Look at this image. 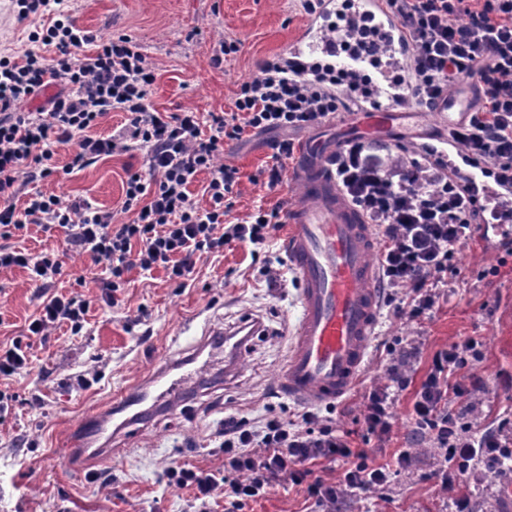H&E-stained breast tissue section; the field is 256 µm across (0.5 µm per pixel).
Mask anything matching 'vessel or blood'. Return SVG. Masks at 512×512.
<instances>
[{
  "label": "vessel or blood",
  "mask_w": 512,
  "mask_h": 512,
  "mask_svg": "<svg viewBox=\"0 0 512 512\" xmlns=\"http://www.w3.org/2000/svg\"><path fill=\"white\" fill-rule=\"evenodd\" d=\"M379 0H355L354 8L373 18L394 58L404 49L398 40L399 23L380 13ZM310 37L298 40L288 53V62L308 71L317 54L334 56L337 64L350 60L341 56L333 36L321 24ZM440 124L421 129V137L443 140L450 127L463 121L472 110L471 97L463 92L447 94L436 106ZM416 108L398 87L382 83L378 98L370 103V122L381 128L398 127ZM334 146L313 140L299 148L289 170L291 183L300 189L296 202L286 205L288 261L300 283V313L290 329L292 341L279 374L280 386L289 398L309 405H332L353 388L364 362L379 307L378 269L374 261L376 240L361 211L350 204L336 184L331 158ZM182 385L157 373L147 383L130 387L113 402L114 411L124 413L122 428L138 425L134 410L144 403L168 407ZM110 416L86 419L75 427L69 442L73 448H92L104 454L101 444Z\"/></svg>",
  "instance_id": "vessel-or-blood-1"
}]
</instances>
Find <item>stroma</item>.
I'll return each instance as SVG.
<instances>
[{
    "instance_id": "35a3bbf8",
    "label": "stroma",
    "mask_w": 512,
    "mask_h": 512,
    "mask_svg": "<svg viewBox=\"0 0 512 512\" xmlns=\"http://www.w3.org/2000/svg\"><path fill=\"white\" fill-rule=\"evenodd\" d=\"M69 8L76 23L98 37L122 31L141 44L157 73L151 103L162 112L230 111L238 85L258 76L262 61L287 56L311 20L301 0H71ZM28 34L10 0H0V51L23 61ZM223 40L241 42L242 49L217 66L212 58ZM273 139L270 133H248L225 148L224 164L238 168L240 176L229 221L245 219L255 206L297 198L289 181L273 189L266 185ZM143 161V152L134 150L38 188L116 209L127 170L140 169ZM66 239L64 228L45 232L32 224L10 240L34 254L61 251L57 291L85 299L90 307L78 335L57 328L45 344L34 345L29 368L0 379V392L16 398L14 413L0 417V512H194L192 491L168 486V468L186 463L211 472L223 469L217 432L225 416L258 427L269 413L294 419L305 410L276 381L299 312L296 275L284 265L278 280H270L267 257L252 256L251 245L236 244L223 255L202 258L184 288L174 287L163 269H132L120 305L111 309L100 301L103 267L89 255L69 252ZM454 265L458 273L448 281V301L430 318L410 323L387 304L379 305L359 379L335 404L337 427L348 432L351 446L364 447L357 422L361 393L371 384L387 383V352L397 338L419 342L422 353L411 386L396 396L393 439L375 454L376 463L386 464L406 446L413 465L384 489L347 500L346 512H442L444 503L430 478L435 451L413 442L408 417L435 351L463 338L476 341L481 356L460 377L470 389V416L481 428H497L512 410V252L497 237H477L459 251ZM38 313L37 288L28 271L0 273V347L25 335ZM255 317L263 320L265 332L240 352L232 384L224 382L223 348L204 352L175 411H148L143 424L114 439L107 457L75 466L67 446L84 418L108 408L118 391L178 362L209 330ZM80 374L86 385L77 384ZM310 507L302 487L285 481L245 512H309Z\"/></svg>"
}]
</instances>
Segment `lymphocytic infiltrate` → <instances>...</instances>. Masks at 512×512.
Returning <instances> with one entry per match:
<instances>
[{"instance_id":"f902f5d3","label":"lymphocytic infiltrate","mask_w":512,"mask_h":512,"mask_svg":"<svg viewBox=\"0 0 512 512\" xmlns=\"http://www.w3.org/2000/svg\"><path fill=\"white\" fill-rule=\"evenodd\" d=\"M14 2L18 20L30 28L31 47L21 62L0 53V238L31 224L47 231L67 228L70 248L90 253L105 266L100 299L110 307L118 306L132 268L163 269L182 288L203 256L236 243L263 248L283 226L278 207H260L246 220L228 221V199L239 175L222 162L225 146L248 131L321 124L344 109L337 87L357 98L374 93L363 71L354 67L309 76L267 60L258 77L239 84L233 111L161 112L150 103L157 75L132 36L97 41L74 22L66 0ZM387 4L408 49L406 66L392 68V82L404 85L415 107L428 110L460 83L472 82L478 89L475 110L450 138L469 166L493 182L512 184V0ZM339 41L344 50L367 55L375 64L388 55L377 27L365 16H349ZM114 111L124 115L121 130L98 133V125ZM62 146L71 149L70 172L144 150L143 167L127 174L119 211L30 192V185L56 175L52 160ZM333 164L344 197L382 234L379 282L390 290L393 313L408 321L430 317L445 297L455 255L473 240L480 215L488 212L499 220L501 208L471 194L432 151L420 158L404 152L382 164L365 142L353 139L339 147ZM202 173L208 176L205 208L191 190ZM62 266L52 250L33 255L0 247V272L27 270L47 293L26 336L0 348V378L26 369L35 341L46 340L57 327L82 330L88 302L49 291ZM473 351L469 340L437 351L409 413L414 440L438 450L436 487L457 512H469L461 486L472 476L473 461L493 469L512 462L511 438L493 431L472 435V424L464 419L468 392L456 375ZM419 352L416 341H398L389 351V383L371 385L362 394L359 420L379 443L392 436L396 394L409 386L405 369ZM220 435L223 471L183 464L165 473L168 485L192 490L201 512H211L212 500L219 497L225 512H242L285 478L303 487L321 512H342L349 498L380 490L393 470L413 464L404 450L394 466L375 465L368 450L351 448L335 423L314 410L296 421L273 414L257 429L229 415ZM320 459L341 463V479L314 476L312 465Z\"/></svg>"}]
</instances>
